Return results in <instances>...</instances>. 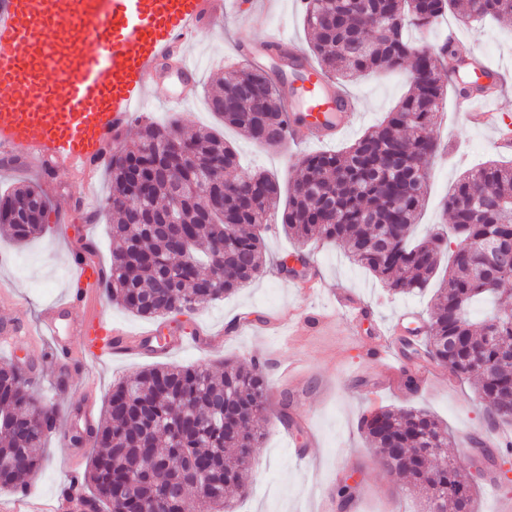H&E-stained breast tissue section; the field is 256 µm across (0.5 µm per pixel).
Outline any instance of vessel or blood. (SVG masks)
<instances>
[{"label": "vessel or blood", "mask_w": 512, "mask_h": 512, "mask_svg": "<svg viewBox=\"0 0 512 512\" xmlns=\"http://www.w3.org/2000/svg\"><path fill=\"white\" fill-rule=\"evenodd\" d=\"M238 0H0V150L43 159L56 169L90 176L108 146L116 144L134 112L142 110L165 67L175 64L183 92L162 96L179 108L190 99L197 68L189 47L204 18L237 6ZM283 34L260 46L237 44L225 67L259 63L281 51H295ZM299 117L290 141L322 142L345 131L357 103L335 83L309 71L307 85L291 102ZM459 111L477 126L498 130L504 114L474 112L468 98ZM69 308H77L101 279L88 258L75 262ZM60 306L43 309L39 335L49 337L62 357L63 340L79 338L81 355L92 359L118 352L127 334L91 317L60 326Z\"/></svg>", "instance_id": "b4317fda"}]
</instances>
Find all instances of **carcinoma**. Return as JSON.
Instances as JSON below:
<instances>
[{"mask_svg": "<svg viewBox=\"0 0 512 512\" xmlns=\"http://www.w3.org/2000/svg\"><path fill=\"white\" fill-rule=\"evenodd\" d=\"M304 24L311 52L327 77L345 81L411 66L410 89L395 108L345 149L302 155L299 176L288 184L285 205L279 183L265 173L239 175L235 148L220 135L197 131L183 137L178 122L140 124L137 139L112 154L107 170L112 192L107 209L112 264L105 276L112 300L144 319L185 314L224 299L260 276L266 262L261 227L279 210L285 231L299 241L336 242L348 257L380 279L394 294L420 293L437 275L441 258L455 244L429 316L426 357L461 378L478 381L484 410L512 425V292L503 285L512 272L490 279L480 272L482 250L512 247V165L492 162L462 174L444 204L455 232L446 225L414 240V223L429 186V159L438 151L431 133L457 59L453 42L415 56L408 26L429 31L446 13L465 19L505 21L512 0H304ZM466 70L459 87L471 96L486 85ZM283 91L270 74L242 64L216 81L208 106L226 126L255 143L284 145ZM179 140L189 163L159 156L168 139ZM236 186L224 183L223 170ZM203 173L209 188L224 189V214L210 210V198L191 183ZM178 210V224L163 215ZM50 206L33 186L0 197V234L17 242L46 230ZM224 282H213L214 267ZM491 296L496 311L479 322L476 300ZM33 367L22 362L0 368V488L16 489L44 466L46 432L56 412L38 403ZM268 385L254 362L224 361L215 373L199 366H155L113 386L102 421L93 429L98 451L88 468L71 477L64 494L86 490L98 512H144L169 498L176 475L182 492L176 512H228L226 491L246 490L255 448L263 437L262 413ZM361 428L388 470L438 507L474 512V484L465 463L448 455V430L421 409H380L363 417ZM477 452L501 465L512 458V440L492 452ZM134 490L121 499L115 487ZM204 484L209 492L198 494Z\"/></svg>", "mask_w": 512, "mask_h": 512, "instance_id": "cac0c4a2", "label": "carcinoma"}]
</instances>
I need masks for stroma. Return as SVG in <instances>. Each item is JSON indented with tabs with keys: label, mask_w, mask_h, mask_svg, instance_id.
<instances>
[{
	"label": "stroma",
	"mask_w": 512,
	"mask_h": 512,
	"mask_svg": "<svg viewBox=\"0 0 512 512\" xmlns=\"http://www.w3.org/2000/svg\"><path fill=\"white\" fill-rule=\"evenodd\" d=\"M282 31L293 38L302 54H309L301 0H266L252 21L230 12L221 24L202 23L190 47L198 68L199 95L177 110L152 102L143 120L164 123L178 120L184 133L199 129L222 130L239 152L243 173L264 171L288 183L297 175L294 158L301 152L337 151L379 123L409 88L405 70L347 82L346 91L360 102L352 128L329 144H289L264 148L232 128L221 127L209 112L203 88L224 72V60L238 42H258L266 32ZM455 34L461 55L491 62L498 70L500 91L489 102H476L512 114V19L502 23L463 22L456 14L441 18L426 35L436 45ZM440 145L430 159V183L418 226L442 224L443 203L453 184L467 169L489 160L512 162V152L497 149L491 130L468 123L457 110V95L449 93L442 117L433 131ZM32 185L50 202L48 229L19 244L0 236V321L33 322L47 303L65 301L71 285L74 254H95L99 263L112 258L109 235L111 217L100 207L109 195L107 176L95 169L90 180L66 170L37 169L0 157V193ZM68 214L70 230L61 233L57 218ZM266 264L263 274L224 300L199 306L185 315L165 318L176 345L161 354L138 347L98 361L59 359L50 343L21 335L13 346L0 347V363L17 359L35 362L43 403L57 413V427L48 436L44 469L26 493L34 502L51 505L70 474L83 472L94 449L75 446L63 436L67 424L76 422L78 408L102 412L113 385L155 364L204 365L222 369L225 360H257L269 385L263 416L264 435L248 490L232 503L233 512H423L424 498L410 491L381 465L360 430L363 416L382 408L424 409L448 426L451 451L465 458L475 472L477 512H502L503 499H512V481L482 473L483 462L471 440H495L497 431L486 415L474 379H462L448 367L426 359H402L395 370L368 355L375 328L386 331L389 345L402 349L405 326L396 316L404 309L427 323L432 290L414 295L391 294L370 272L352 266L343 246L324 241L299 243L270 223L264 232ZM306 255L309 268L323 280L321 291L307 294L284 275L280 260L295 252ZM349 292L363 300L370 315L360 324L347 323L332 297ZM99 315L123 329L130 339L154 327V320L134 315L112 304L104 293L92 295L84 309L68 312V320ZM296 375H284L285 366ZM417 377L408 389L407 376ZM354 478L356 495L343 502L337 489Z\"/></svg>",
	"instance_id": "1"
}]
</instances>
